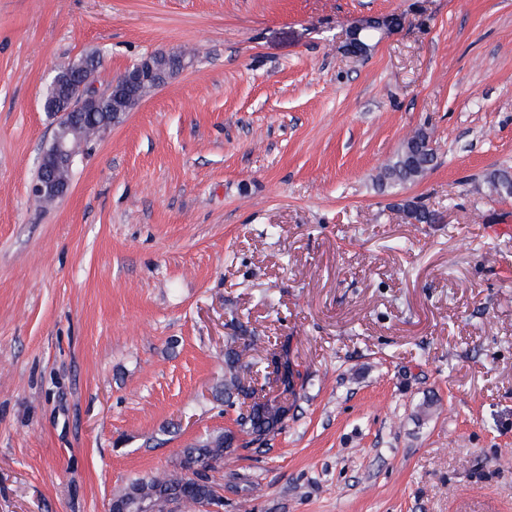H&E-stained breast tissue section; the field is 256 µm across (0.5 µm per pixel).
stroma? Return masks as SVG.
Segmentation results:
<instances>
[{
	"instance_id": "1",
	"label": "stroma",
	"mask_w": 512,
	"mask_h": 512,
	"mask_svg": "<svg viewBox=\"0 0 512 512\" xmlns=\"http://www.w3.org/2000/svg\"><path fill=\"white\" fill-rule=\"evenodd\" d=\"M396 13L364 57L346 30ZM194 66L28 192L53 74ZM435 165L376 186L417 129ZM512 0H0V512H108L232 427L229 337L304 375L223 512H512ZM417 199L440 223H407Z\"/></svg>"
}]
</instances>
